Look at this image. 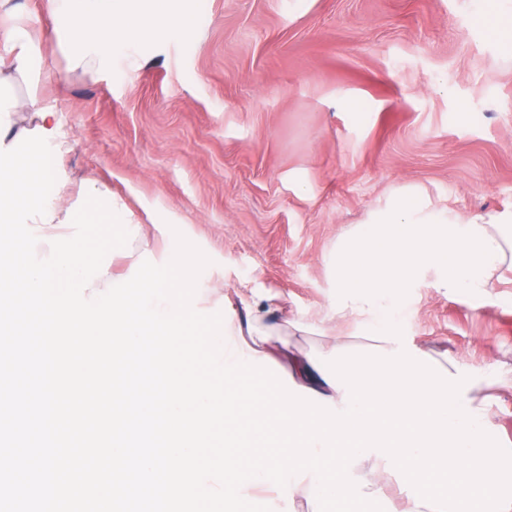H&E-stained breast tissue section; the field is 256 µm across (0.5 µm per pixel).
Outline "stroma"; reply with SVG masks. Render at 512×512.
<instances>
[{
	"instance_id": "obj_1",
	"label": "stroma",
	"mask_w": 512,
	"mask_h": 512,
	"mask_svg": "<svg viewBox=\"0 0 512 512\" xmlns=\"http://www.w3.org/2000/svg\"><path fill=\"white\" fill-rule=\"evenodd\" d=\"M199 28L163 24L140 44L138 68L70 66L43 42L49 84L16 77L17 98L58 99L69 131L60 166L121 197L144 238L117 273L159 257L182 233L223 265L224 293H284L288 314L322 319L336 296L324 263L337 239L405 187L469 216L512 211V48L475 0H186ZM357 99L362 119L346 108ZM466 105L467 122L455 112ZM408 331L459 365L512 369V271L480 298L430 282L410 289ZM287 336L276 361L334 342ZM489 433L512 449V387L480 391ZM251 502L319 512L305 491L265 482Z\"/></svg>"
}]
</instances>
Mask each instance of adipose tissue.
Segmentation results:
<instances>
[{
  "mask_svg": "<svg viewBox=\"0 0 512 512\" xmlns=\"http://www.w3.org/2000/svg\"><path fill=\"white\" fill-rule=\"evenodd\" d=\"M42 6L52 22L50 34L56 46L68 53L74 66L87 69H108L117 59L127 67L136 66L135 48L151 35L156 20H164L168 30L181 38L198 27L196 13L185 8L184 0H42ZM0 16L6 20L0 27V79L35 74L60 81L59 73L47 70L38 47L37 19L18 0H0ZM446 219L463 227L476 222L502 248V261L492 262L488 277L477 282L484 290L494 287L503 268L512 269V212L486 213L473 220L450 213ZM276 299L275 293L265 292L244 321L228 324L227 333L240 351L263 357L279 337L316 334L313 323L281 317ZM289 365L295 385L340 402L341 391L325 381L309 356L290 357Z\"/></svg>",
  "mask_w": 512,
  "mask_h": 512,
  "instance_id": "adipose-tissue-1",
  "label": "adipose tissue"
}]
</instances>
